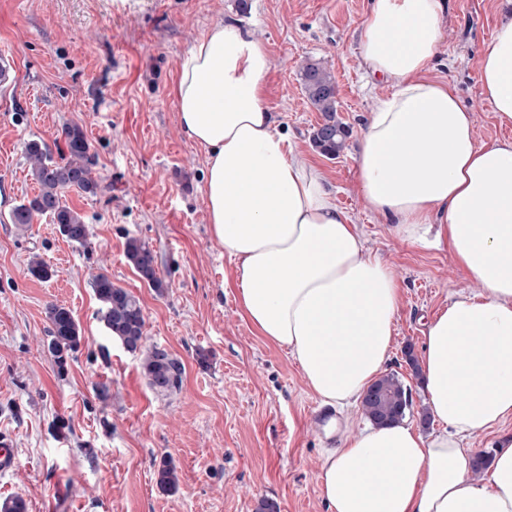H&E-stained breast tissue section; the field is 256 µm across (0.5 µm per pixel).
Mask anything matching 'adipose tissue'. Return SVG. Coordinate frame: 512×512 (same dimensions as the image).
Segmentation results:
<instances>
[{
	"label": "adipose tissue",
	"mask_w": 512,
	"mask_h": 512,
	"mask_svg": "<svg viewBox=\"0 0 512 512\" xmlns=\"http://www.w3.org/2000/svg\"><path fill=\"white\" fill-rule=\"evenodd\" d=\"M444 0H374L357 34L364 67L392 81L359 140L367 209L399 239L447 249L469 288L426 323L420 369L437 425L400 421L346 433L318 475L328 512H512V141L481 145L472 113L427 75L445 38ZM264 42L215 22L179 64L170 94L182 135L204 150L212 239L236 262L243 316L288 349L314 397L357 407L383 373L402 288L369 253L319 168L265 104ZM482 93L512 127V19L478 63ZM498 429L485 473L466 442Z\"/></svg>",
	"instance_id": "1"
}]
</instances>
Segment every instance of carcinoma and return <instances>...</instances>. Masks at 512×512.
<instances>
[{
    "label": "carcinoma",
    "mask_w": 512,
    "mask_h": 512,
    "mask_svg": "<svg viewBox=\"0 0 512 512\" xmlns=\"http://www.w3.org/2000/svg\"><path fill=\"white\" fill-rule=\"evenodd\" d=\"M303 91L310 104L321 114V123L314 129L311 140L324 156L335 159L346 148L349 129L336 119V77L323 61H308L300 71ZM66 149L55 160L46 146L29 141L25 146L31 175L38 193L11 213V222L26 228L39 216H46L58 225L60 233L81 247L90 245L89 230L82 216L67 205L64 192L68 189L95 195L99 183L93 175L89 144L77 124L64 130ZM128 261L138 274L157 292H163V282L157 277V256L148 243L131 238L126 244ZM93 288L100 302L101 319L112 337L122 342L127 351L145 350L142 368L150 387L158 394H171L181 389L184 377L182 362L166 349L145 348V315L139 298L114 284L105 274L93 278ZM50 350L57 365L67 364L70 353L80 344L79 325L72 312L62 306L49 310ZM377 397H365L362 411L377 426H387L411 413V389L394 373L381 376L372 386ZM157 485L165 492L177 489L178 479L172 462L161 459L157 468Z\"/></svg>",
    "instance_id": "obj_1"
}]
</instances>
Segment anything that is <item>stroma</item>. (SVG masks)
I'll list each match as a JSON object with an SVG mask.
<instances>
[{
	"label": "stroma",
	"instance_id": "obj_1",
	"mask_svg": "<svg viewBox=\"0 0 512 512\" xmlns=\"http://www.w3.org/2000/svg\"><path fill=\"white\" fill-rule=\"evenodd\" d=\"M372 0H0V432L11 436L15 469L0 474V502L22 498L26 512H255L258 499L281 512H325L318 472L324 448L316 410L286 350L241 314L228 283L235 261L212 241L204 204V151L181 134L169 95L178 65L209 26L240 19L269 48L266 104L291 145L315 155L338 205L359 224L372 253L401 281L403 306L385 367L410 387L413 415L427 408L420 375L403 351H421L423 325L466 282L447 251L396 239L356 188V152L365 118L388 82L369 83L355 32ZM512 0H447L445 41L431 64L473 114L478 143L512 139L483 96L477 63ZM322 60L336 76L337 117L350 136L339 157L316 154L321 115L299 71ZM82 126L97 195L65 193L84 217L89 247L76 246L45 217L12 224L13 208L37 186L24 145L58 153L62 131ZM146 241L158 256L156 292L125 256ZM53 270L39 280L33 257ZM137 296L149 343L185 366L177 393L149 386L141 355L112 339L100 319L94 275ZM70 309L82 339L65 368L48 349L47 309ZM178 471L161 491V458Z\"/></svg>",
	"mask_w": 512,
	"mask_h": 512
}]
</instances>
